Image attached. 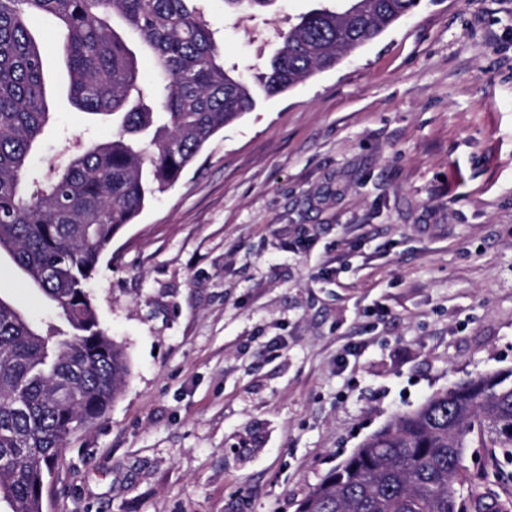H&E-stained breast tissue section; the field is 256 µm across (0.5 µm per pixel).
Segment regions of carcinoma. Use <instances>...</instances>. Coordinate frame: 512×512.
<instances>
[{
  "mask_svg": "<svg viewBox=\"0 0 512 512\" xmlns=\"http://www.w3.org/2000/svg\"><path fill=\"white\" fill-rule=\"evenodd\" d=\"M416 0H348L299 17L266 70L268 96L336 66L410 14ZM50 15L68 95L112 119V138L75 141L36 169L50 122L44 51L31 29ZM138 38L132 47L127 33ZM146 56L154 80L141 79ZM255 105L224 64L202 0H0V251L53 303L31 321L0 297V503L43 512L46 474L76 430L107 413L129 373L100 327L88 280L148 197L171 186L210 138ZM486 449L465 465L466 449ZM512 369L481 374L395 415L366 437L295 512H512Z\"/></svg>",
  "mask_w": 512,
  "mask_h": 512,
  "instance_id": "carcinoma-1",
  "label": "carcinoma"
}]
</instances>
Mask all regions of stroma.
I'll list each match as a JSON object with an SVG mask.
<instances>
[{"label":"stroma","instance_id":"1","mask_svg":"<svg viewBox=\"0 0 512 512\" xmlns=\"http://www.w3.org/2000/svg\"><path fill=\"white\" fill-rule=\"evenodd\" d=\"M318 0L206 17L251 78ZM33 164L76 112L54 19ZM130 373L44 512H295L396 414L512 368V0H420L336 68L258 95L112 239L89 285ZM0 296L54 308L0 255Z\"/></svg>","mask_w":512,"mask_h":512}]
</instances>
